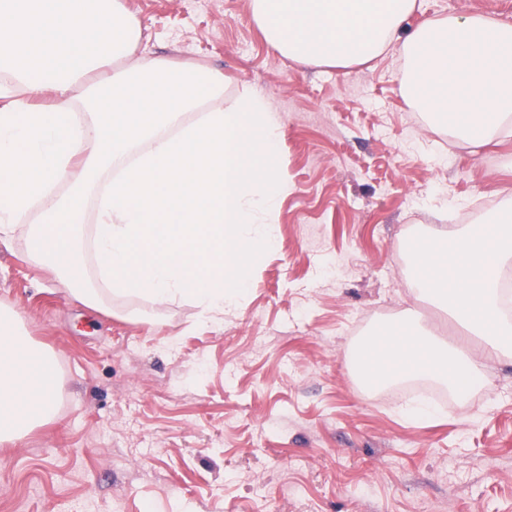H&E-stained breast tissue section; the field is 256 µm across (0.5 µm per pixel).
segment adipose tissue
Wrapping results in <instances>:
<instances>
[{"instance_id":"1","label":"adipose tissue","mask_w":512,"mask_h":512,"mask_svg":"<svg viewBox=\"0 0 512 512\" xmlns=\"http://www.w3.org/2000/svg\"><path fill=\"white\" fill-rule=\"evenodd\" d=\"M417 0H251L267 42L306 66L347 68L399 44L405 96L434 128L480 149L512 136V25L482 14L408 19ZM137 19L119 0H0V241L30 222L27 260L77 299L102 292L223 310L244 288L243 255L272 250L254 231L288 192L266 163L281 120L268 99L224 93V75L136 58ZM96 210L87 285L81 225ZM492 243L468 225L447 251H416V293L448 308L484 343L481 356L405 321L371 337L364 362L380 382L428 377L466 394L486 362L512 352L499 280L512 266V197L490 218ZM51 358L17 315L0 310V443L56 416Z\"/></svg>"}]
</instances>
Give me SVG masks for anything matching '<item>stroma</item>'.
<instances>
[{"label":"stroma","mask_w":512,"mask_h":512,"mask_svg":"<svg viewBox=\"0 0 512 512\" xmlns=\"http://www.w3.org/2000/svg\"><path fill=\"white\" fill-rule=\"evenodd\" d=\"M141 57L224 72L282 119L269 253L247 258L235 305L135 295L83 302L0 246V310L52 356L53 422L0 444V512H512V355L488 386L425 417L412 382L381 396L351 377L357 335L413 316V228L512 195V140L479 152L432 128L402 94L399 60L304 66L280 55L250 0H121ZM409 19L483 14L512 0H420ZM454 146L439 165L434 149Z\"/></svg>","instance_id":"obj_1"}]
</instances>
